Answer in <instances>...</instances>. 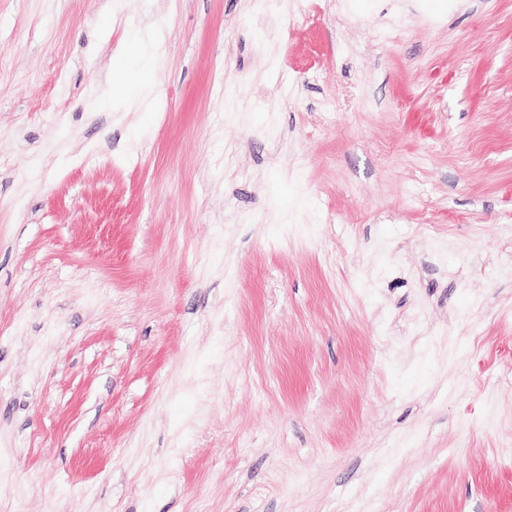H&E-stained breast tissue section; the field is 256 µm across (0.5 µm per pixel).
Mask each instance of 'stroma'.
Listing matches in <instances>:
<instances>
[{"instance_id":"stroma-1","label":"stroma","mask_w":512,"mask_h":512,"mask_svg":"<svg viewBox=\"0 0 512 512\" xmlns=\"http://www.w3.org/2000/svg\"><path fill=\"white\" fill-rule=\"evenodd\" d=\"M510 310L512 0H0V512H512ZM155 63L153 53L144 52L142 61L137 70L131 71L133 75H121L118 78L113 77V92L118 95L139 96L147 101L152 95V84L150 72Z\"/></svg>"}]
</instances>
